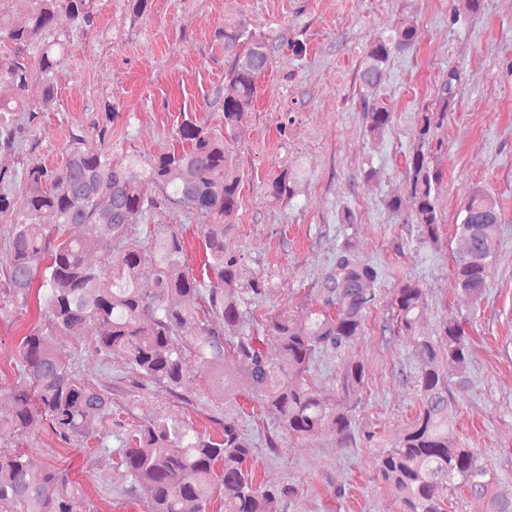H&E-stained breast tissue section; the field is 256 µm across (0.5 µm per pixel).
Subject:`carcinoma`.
Returning a JSON list of instances; mask_svg holds the SVG:
<instances>
[{
	"label": "carcinoma",
	"instance_id": "obj_1",
	"mask_svg": "<svg viewBox=\"0 0 512 512\" xmlns=\"http://www.w3.org/2000/svg\"><path fill=\"white\" fill-rule=\"evenodd\" d=\"M95 0H0V83L13 95L0 97V148L12 150L29 134L37 118L30 90L41 87L43 100L53 95L51 77L61 66L70 40L60 36L56 18L64 13L76 30L96 27ZM26 14L22 27L14 12ZM417 29L400 23L368 50L361 70L362 86L377 91L386 79L391 56L409 49ZM228 68L224 81L206 107L222 112L217 128L186 118L175 129L173 143L155 158L113 157L112 123L121 106L116 100L103 107L92 125L91 139L73 134L62 165L51 168L30 162L17 174L0 167V217L13 224L9 253L0 265L3 292L28 300L37 289L45 321L19 342L20 374L12 393L14 411L8 426L22 435L51 422L64 443L95 437L97 426L112 414L111 392L80 375L60 338L75 327L91 336L97 354L118 352L127 360L134 384L150 383L174 391L182 383L187 356L213 380L215 396L227 398L233 376L248 381L256 394L258 413L285 434L311 439L324 428L336 431L341 444L354 438L351 401L364 388V372L353 365L344 370V400L330 405L307 387L316 355L339 349L359 336L379 268L355 258L348 248L336 254L319 287V306L303 313L299 326L286 314L267 320L264 332L281 349V359L267 360L260 336H224V325L235 324L248 312L251 300L262 296L264 285L250 284L241 296L238 287L240 255L224 243V232L241 203L242 174L228 139L236 138L242 113L254 108L258 79L282 45L303 55V46L285 43L282 36L257 35L243 19L224 16L215 31ZM456 72L441 87L436 111L421 115L417 148L406 164L412 212L426 239L439 238V219L433 195L438 174L431 167L434 129L443 122L448 99L458 95ZM368 132L378 136L390 122L385 106L363 98ZM28 114L21 124L14 115ZM169 202L201 219L199 235L205 246V265L217 272V283L206 285L186 266L181 237L170 225L158 227L146 245L134 237L135 225L150 220ZM456 235L464 249L455 258V287L470 300L482 298L499 248L500 214L497 203L480 188L473 189L459 213ZM71 224L84 234H68ZM155 254L154 264L141 262L143 247ZM424 293L406 281L393 292V309L400 327H412L423 308ZM419 392L421 408L402 436L391 443L372 431L367 443L378 449V476L402 505V512H443L445 492L455 485L483 496L487 470L474 448L460 446L452 432L454 399L448 388L445 363L464 375L472 353L471 338L459 323L444 327L440 341L420 338ZM234 357L235 375L224 372ZM253 443L231 419L224 420L217 438L180 423H143L124 432L114 450L146 503L147 512H208L214 493L223 497L224 512H279L280 503L294 495L283 485L262 489L250 465ZM0 512H90L80 484L61 468L36 469L28 452H0Z\"/></svg>",
	"mask_w": 512,
	"mask_h": 512
}]
</instances>
